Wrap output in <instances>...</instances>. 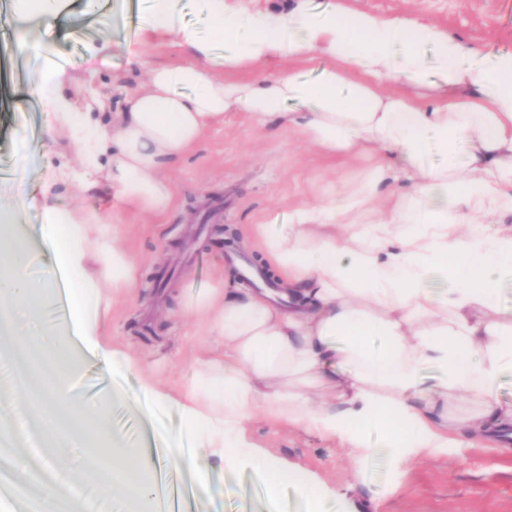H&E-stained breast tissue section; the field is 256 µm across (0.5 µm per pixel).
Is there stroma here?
Returning a JSON list of instances; mask_svg holds the SVG:
<instances>
[{"mask_svg":"<svg viewBox=\"0 0 512 512\" xmlns=\"http://www.w3.org/2000/svg\"><path fill=\"white\" fill-rule=\"evenodd\" d=\"M0 11V60L27 58L40 47L44 62L29 80L0 83V200L40 196L48 171L75 161L72 139L31 91L35 81L63 72L71 97L93 84L112 91L120 109L126 92L147 79L154 65L177 66L188 54L176 41L153 35L156 0H140L136 36H121L122 0H69L60 15L37 18L26 41L15 40L13 15L33 0H8ZM316 14L343 4L394 19L414 14L461 36L482 52L512 50V0H304ZM109 49L110 66L89 80L88 59ZM376 160L327 153L276 125L255 128L248 113H231L209 131L168 175L170 209L147 215L131 208L119 216V245L138 261V285L109 308V341L120 356L107 373L87 353L70 371L80 380L79 400L108 407L112 431L123 446L141 452L149 472L166 470L191 487L189 512H512V442L481 441L461 448H429L394 461L380 433L370 452L353 456L347 445L285 423L252 420L237 447L208 445L203 425L190 423L170 402L191 386L200 361L220 350L204 333L206 320L182 310L183 298L218 283L232 257L266 270L252 238L256 224H284L299 202H315L328 186L362 182ZM32 240L31 281L47 283L53 265L40 239L46 222L38 206L17 210ZM286 469L276 496L267 491L269 465ZM59 469L73 477L86 512H158L152 499L128 501L123 491L99 497L88 457L72 441ZM311 487L300 496L298 485Z\"/></svg>","mask_w":512,"mask_h":512,"instance_id":"obj_1","label":"stroma"}]
</instances>
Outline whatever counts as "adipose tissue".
I'll return each mask as SVG.
<instances>
[{"mask_svg": "<svg viewBox=\"0 0 512 512\" xmlns=\"http://www.w3.org/2000/svg\"><path fill=\"white\" fill-rule=\"evenodd\" d=\"M202 3L224 42V70L312 55L328 65L314 81L289 69L249 82L209 75L201 63L210 43L165 4L151 31L180 41L190 58L150 68L121 109L96 92L72 100L59 78L37 85L57 123L81 140L76 163L49 179L71 187L94 173L104 193L93 206L59 197L46 207L56 268L81 275L59 328L103 363L115 358L100 341V309L136 287L137 264L106 224L121 206L167 211L168 169L226 113L243 110L257 128L277 123L324 151L378 162L349 191L296 206L287 223L254 225L285 291L227 280L187 299L185 313L204 316L224 343L222 360L197 372L181 402L187 417L219 443L259 417L360 453L373 426L404 454L512 433V404L498 393L512 373V310L499 301L512 279V51L488 56L416 17L343 5L318 16L299 4L250 14L232 0ZM400 79L408 92H384ZM426 85L430 94H421ZM97 112L109 122L94 120ZM28 255L25 233L1 227L0 355L15 350L11 307L43 311L42 291L22 270ZM436 281L451 290L433 289ZM72 354L67 344H31L5 403L34 408L53 455L66 436L83 434L95 461L111 465L101 495L120 487L143 495L138 453L114 438L104 406L67 404ZM461 397L477 399L473 415L449 413Z\"/></svg>", "mask_w": 512, "mask_h": 512, "instance_id": "ef3b65f1", "label": "adipose tissue"}]
</instances>
